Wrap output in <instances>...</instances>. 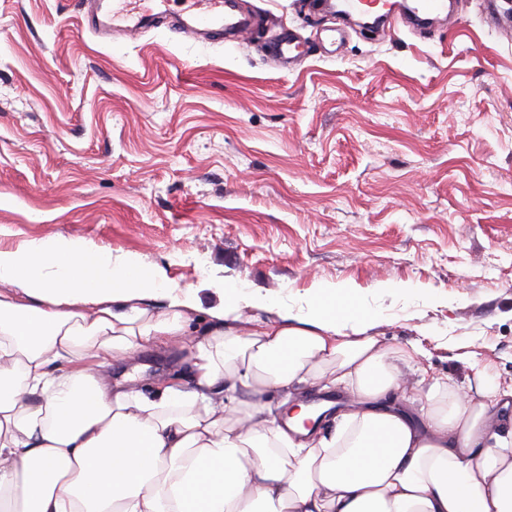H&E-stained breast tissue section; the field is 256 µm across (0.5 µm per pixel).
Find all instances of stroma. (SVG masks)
Wrapping results in <instances>:
<instances>
[{
    "label": "stroma",
    "mask_w": 512,
    "mask_h": 512,
    "mask_svg": "<svg viewBox=\"0 0 512 512\" xmlns=\"http://www.w3.org/2000/svg\"><path fill=\"white\" fill-rule=\"evenodd\" d=\"M485 2L334 48L313 0H240L229 47L103 43L78 0H0V242L76 234L183 288L351 282L411 393L512 384V36ZM284 26L310 46L289 67L265 52Z\"/></svg>",
    "instance_id": "1"
}]
</instances>
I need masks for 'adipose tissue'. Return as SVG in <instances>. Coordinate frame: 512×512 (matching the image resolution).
Here are the masks:
<instances>
[{
    "mask_svg": "<svg viewBox=\"0 0 512 512\" xmlns=\"http://www.w3.org/2000/svg\"><path fill=\"white\" fill-rule=\"evenodd\" d=\"M375 323L346 282L291 301L71 235L0 245V512H512V385L415 403ZM171 346L186 372L113 380Z\"/></svg>",
    "mask_w": 512,
    "mask_h": 512,
    "instance_id": "adipose-tissue-1",
    "label": "adipose tissue"
}]
</instances>
